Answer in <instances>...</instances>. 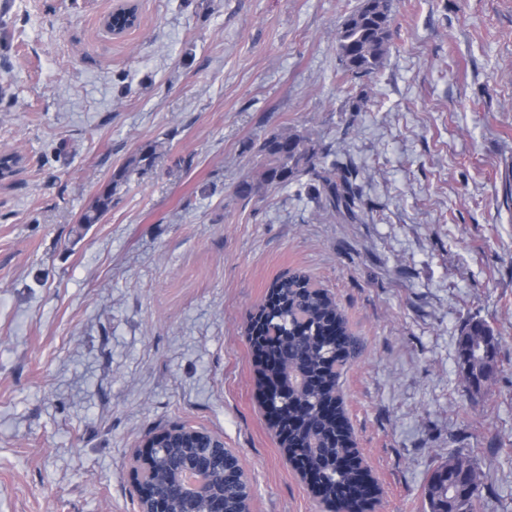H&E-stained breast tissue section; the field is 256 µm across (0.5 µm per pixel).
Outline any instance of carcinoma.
<instances>
[{
	"instance_id": "carcinoma-1",
	"label": "carcinoma",
	"mask_w": 512,
	"mask_h": 512,
	"mask_svg": "<svg viewBox=\"0 0 512 512\" xmlns=\"http://www.w3.org/2000/svg\"><path fill=\"white\" fill-rule=\"evenodd\" d=\"M393 0H362L340 22L336 32L337 52L343 72L355 77L374 73L383 66L390 50ZM258 173L254 181H242L236 193L250 197L265 187L286 188L303 175L325 208L344 211L351 220L357 195L349 174L336 168L318 167L325 154L312 134L294 130L272 133L257 145ZM160 156L158 144L148 142L112 172L79 224H97L112 205L118 187L134 173L143 176ZM275 297L265 320L255 329L252 356L262 391L266 415H274L288 461L303 473L308 485L317 488L321 502L335 507L359 491L357 468L341 461L356 452L357 443L346 420L338 388L342 368L357 351V342L333 298L295 271L278 278L270 287ZM473 351L471 370L481 367L476 351L494 347L493 333L481 321H467L461 329L458 351ZM184 449L168 436L156 444L151 457L150 488L160 483L171 459ZM224 512H242L248 485L237 456L224 449ZM430 512H479L482 484L470 457L452 454L437 466L425 488Z\"/></svg>"
}]
</instances>
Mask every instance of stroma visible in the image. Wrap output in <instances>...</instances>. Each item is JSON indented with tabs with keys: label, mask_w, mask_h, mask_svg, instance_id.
I'll return each instance as SVG.
<instances>
[{
	"label": "stroma",
	"mask_w": 512,
	"mask_h": 512,
	"mask_svg": "<svg viewBox=\"0 0 512 512\" xmlns=\"http://www.w3.org/2000/svg\"><path fill=\"white\" fill-rule=\"evenodd\" d=\"M0 0V512H138L131 457L174 425L224 440L251 512H328L283 456L246 336L303 271L360 341L338 380L381 512H429L476 461L512 512V0H394L390 52L345 75L360 0ZM305 130L351 174L358 221L304 185L245 199L253 147ZM99 223L100 186L146 142ZM498 338L470 385L465 320ZM116 5L112 9V13L104 19V25L109 28V24L112 22V35L115 37L122 36L127 30L120 27V23L117 20L122 21L123 18L134 17L135 22H138V14L136 9L135 1L120 0L116 1ZM113 26L114 29H113ZM159 156L160 152L156 142L141 145L125 164L112 172L110 180L99 189L93 203L82 214L79 224L99 223L104 214L110 209L112 198L118 187L126 183L133 173L143 176L151 171ZM481 488L470 457L457 453L437 466L428 480L425 496L430 512H479Z\"/></svg>",
	"instance_id": "1"
}]
</instances>
